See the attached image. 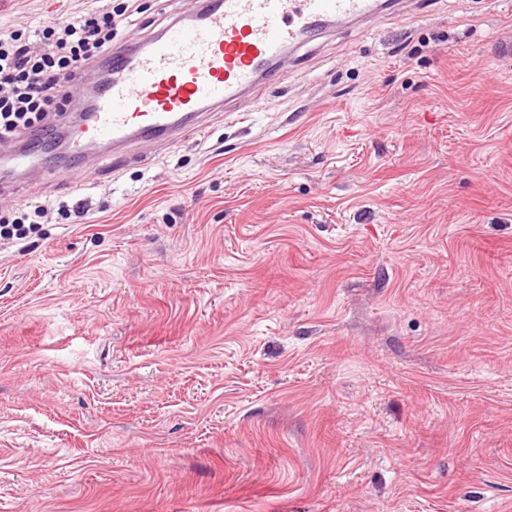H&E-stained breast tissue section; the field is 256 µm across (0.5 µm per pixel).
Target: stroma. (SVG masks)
<instances>
[{"label":"stroma","instance_id":"35a3bbf8","mask_svg":"<svg viewBox=\"0 0 512 512\" xmlns=\"http://www.w3.org/2000/svg\"><path fill=\"white\" fill-rule=\"evenodd\" d=\"M135 5L119 39L178 10ZM509 38L512 0H421L148 159L1 184L48 214L0 240V512H512Z\"/></svg>","mask_w":512,"mask_h":512}]
</instances>
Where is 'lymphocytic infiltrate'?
<instances>
[{
	"label": "lymphocytic infiltrate",
	"mask_w": 512,
	"mask_h": 512,
	"mask_svg": "<svg viewBox=\"0 0 512 512\" xmlns=\"http://www.w3.org/2000/svg\"><path fill=\"white\" fill-rule=\"evenodd\" d=\"M116 17L109 9L64 14L40 30L35 42L0 31V142L61 111L71 98V81L111 49Z\"/></svg>",
	"instance_id": "f902f5d3"
}]
</instances>
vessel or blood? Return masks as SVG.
I'll use <instances>...</instances> for the list:
<instances>
[{"label": "vessel or blood", "mask_w": 512, "mask_h": 512, "mask_svg": "<svg viewBox=\"0 0 512 512\" xmlns=\"http://www.w3.org/2000/svg\"><path fill=\"white\" fill-rule=\"evenodd\" d=\"M391 0H193L148 37L113 46L91 79H78L80 136L64 135L71 179L88 158L132 141H179L209 112H222L277 82L281 60L336 23L361 22ZM39 151L20 142L0 173H30Z\"/></svg>", "instance_id": "1"}]
</instances>
